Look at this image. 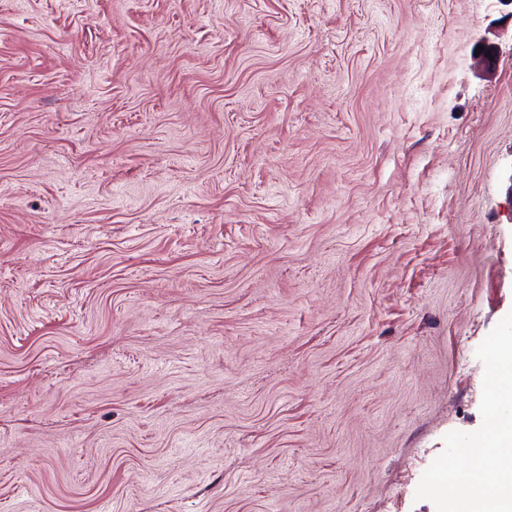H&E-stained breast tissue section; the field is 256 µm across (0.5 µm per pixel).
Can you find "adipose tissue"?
Wrapping results in <instances>:
<instances>
[{
    "label": "adipose tissue",
    "mask_w": 512,
    "mask_h": 512,
    "mask_svg": "<svg viewBox=\"0 0 512 512\" xmlns=\"http://www.w3.org/2000/svg\"><path fill=\"white\" fill-rule=\"evenodd\" d=\"M498 452L484 460L480 448H473V464L464 473L441 474L439 490L450 505V512H503L504 492L512 487V419L495 420L486 433ZM494 467L495 480L485 478L486 467Z\"/></svg>",
    "instance_id": "adipose-tissue-1"
}]
</instances>
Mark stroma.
<instances>
[{"label":"stroma","mask_w":512,"mask_h":512,"mask_svg":"<svg viewBox=\"0 0 512 512\" xmlns=\"http://www.w3.org/2000/svg\"><path fill=\"white\" fill-rule=\"evenodd\" d=\"M509 338L504 0H0V512H444Z\"/></svg>","instance_id":"obj_1"}]
</instances>
